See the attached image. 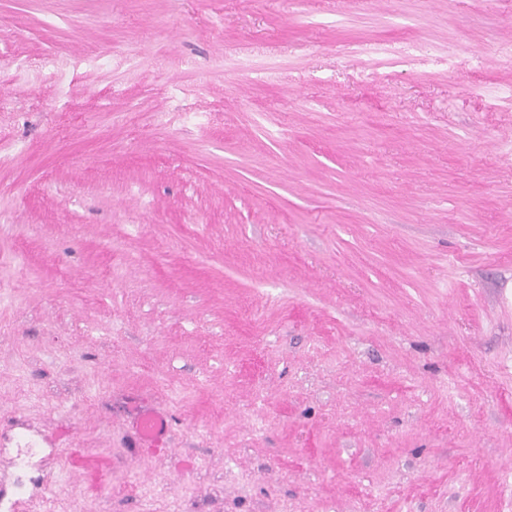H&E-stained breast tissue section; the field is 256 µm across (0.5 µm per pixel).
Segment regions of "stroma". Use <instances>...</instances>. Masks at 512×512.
<instances>
[{
	"instance_id": "obj_1",
	"label": "stroma",
	"mask_w": 512,
	"mask_h": 512,
	"mask_svg": "<svg viewBox=\"0 0 512 512\" xmlns=\"http://www.w3.org/2000/svg\"><path fill=\"white\" fill-rule=\"evenodd\" d=\"M0 512H512V0H0Z\"/></svg>"
}]
</instances>
